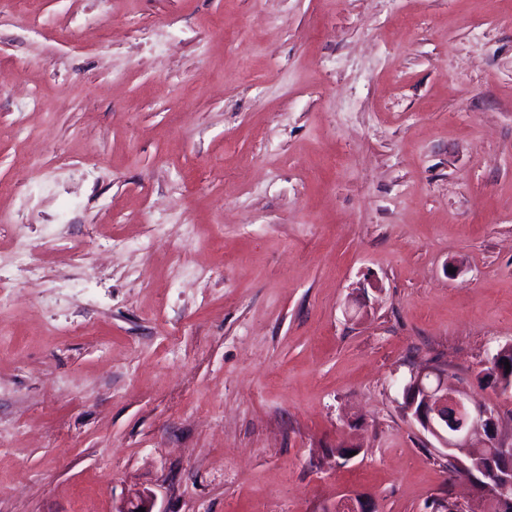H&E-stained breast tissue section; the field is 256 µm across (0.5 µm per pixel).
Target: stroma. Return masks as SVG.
<instances>
[{
	"mask_svg": "<svg viewBox=\"0 0 512 512\" xmlns=\"http://www.w3.org/2000/svg\"><path fill=\"white\" fill-rule=\"evenodd\" d=\"M507 344L512 0H0V512L474 504ZM505 346L501 347L496 354L493 355L491 360L488 361L487 365L480 371V376L483 380H488L489 378L498 377L499 375L507 376L508 374L512 375V353L504 350ZM505 359H508L510 364V372L506 373V368L504 365ZM495 383H493L501 393H507L511 395L512 391V376H509L507 379L502 378L501 376L494 379ZM417 372L415 391L406 394V412L421 429L450 451L474 448V438H482L481 455L512 462V444L501 442L496 409L474 402L465 386L448 384L441 370L423 366ZM336 510L345 512H375L371 499L358 492H351L340 496L335 504H327L323 512Z\"/></svg>",
	"mask_w": 512,
	"mask_h": 512,
	"instance_id": "stroma-1",
	"label": "stroma"
}]
</instances>
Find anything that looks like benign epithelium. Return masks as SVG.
<instances>
[{
    "mask_svg": "<svg viewBox=\"0 0 512 512\" xmlns=\"http://www.w3.org/2000/svg\"><path fill=\"white\" fill-rule=\"evenodd\" d=\"M407 414L425 432L432 435L441 447L457 451L472 447L481 438L482 455L490 459L512 461V444L501 442L499 414L495 409L474 402L465 386L448 383L445 373L423 366L415 375V391L406 396ZM455 472L475 483L482 494L485 512H512V465L500 473L490 468L476 475L470 465L454 459ZM323 512H375L371 499L358 492L340 496L327 504Z\"/></svg>",
    "mask_w": 512,
    "mask_h": 512,
    "instance_id": "1",
    "label": "benign epithelium"
}]
</instances>
